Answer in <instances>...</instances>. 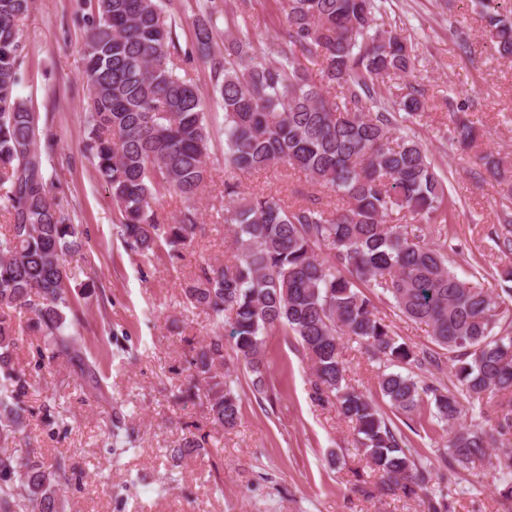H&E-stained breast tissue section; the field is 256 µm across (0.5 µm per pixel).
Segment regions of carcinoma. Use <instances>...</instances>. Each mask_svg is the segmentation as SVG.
<instances>
[{
	"label": "carcinoma",
	"instance_id": "carcinoma-1",
	"mask_svg": "<svg viewBox=\"0 0 512 512\" xmlns=\"http://www.w3.org/2000/svg\"><path fill=\"white\" fill-rule=\"evenodd\" d=\"M287 39L260 57L250 37L251 0L198 4L194 49L209 65L223 122L179 74L172 23L162 0H94L82 15L83 78L88 89L84 151L112 193L126 248L145 259L165 246L184 247L195 233V198L211 173L210 148L224 135V166L248 174L281 165L310 185L334 193L327 210L318 197L285 204L264 194L224 208L232 259L208 264L183 288L187 305L216 319L230 318L236 358L263 380V336L282 329L299 339L311 362L316 394L332 393L352 425L358 448L379 474L382 492L426 494L432 463L407 452L400 430L374 400L346 383L339 337L364 348L368 359L390 366L435 362L397 338L376 314L375 288L402 316L431 329L432 342L453 361L456 392L411 373L382 372L381 394L394 411L410 416L422 405L448 427L440 459L466 469L512 434V303L485 287L483 268L459 275L445 249L426 239L427 226L447 222L448 185L422 143L396 135L422 116L417 89L385 105V79L414 71V49L397 28L378 23V0H283ZM30 0H0V212L9 232L0 236V438L21 432L28 390L13 362L18 340L13 312L24 310L44 337L51 358L79 368L88 394L100 387L78 345L79 317L65 257L79 249L82 231L46 177L60 137L18 94L25 59L23 22ZM231 25L217 48L219 19ZM485 30L502 57L512 58V9L485 0ZM320 66L327 84L310 77ZM480 137L474 123L455 121L462 152ZM489 175L512 204L507 161L482 157ZM165 194L184 209L167 224L152 202ZM406 211L413 222L390 224ZM326 256H321V253ZM190 366L210 379L204 397L211 422L234 427L241 397L224 381V337L196 350ZM487 403L492 412L458 424L461 400ZM67 480L61 458L47 465L32 448L0 454V512H65L58 495ZM20 483L25 495L15 493Z\"/></svg>",
	"mask_w": 512,
	"mask_h": 512
}]
</instances>
